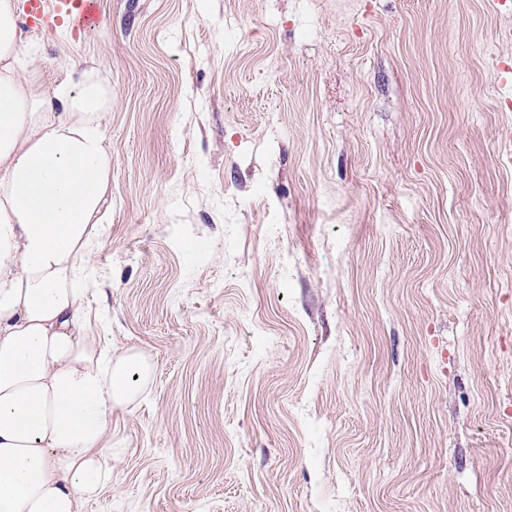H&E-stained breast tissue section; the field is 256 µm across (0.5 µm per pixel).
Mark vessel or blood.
I'll return each mask as SVG.
<instances>
[{
  "label": "vessel or blood",
  "instance_id": "vessel-or-blood-1",
  "mask_svg": "<svg viewBox=\"0 0 512 512\" xmlns=\"http://www.w3.org/2000/svg\"><path fill=\"white\" fill-rule=\"evenodd\" d=\"M22 19L49 34L64 26L80 36L97 28L102 14L99 0H22Z\"/></svg>",
  "mask_w": 512,
  "mask_h": 512
}]
</instances>
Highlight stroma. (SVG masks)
I'll list each match as a JSON object with an SVG mask.
<instances>
[{"instance_id":"stroma-1","label":"stroma","mask_w":512,"mask_h":512,"mask_svg":"<svg viewBox=\"0 0 512 512\" xmlns=\"http://www.w3.org/2000/svg\"><path fill=\"white\" fill-rule=\"evenodd\" d=\"M88 331L153 375L83 512H512V0H100Z\"/></svg>"}]
</instances>
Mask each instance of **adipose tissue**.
Wrapping results in <instances>:
<instances>
[{"instance_id": "obj_1", "label": "adipose tissue", "mask_w": 512, "mask_h": 512, "mask_svg": "<svg viewBox=\"0 0 512 512\" xmlns=\"http://www.w3.org/2000/svg\"><path fill=\"white\" fill-rule=\"evenodd\" d=\"M0 0V512H82L112 480V413L152 367L86 333L83 262L109 205V83L47 90Z\"/></svg>"}]
</instances>
